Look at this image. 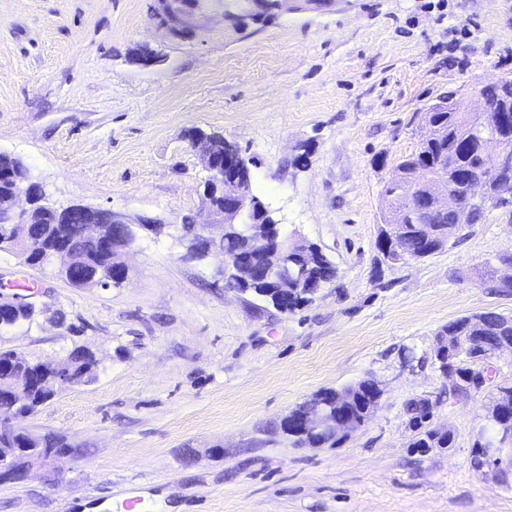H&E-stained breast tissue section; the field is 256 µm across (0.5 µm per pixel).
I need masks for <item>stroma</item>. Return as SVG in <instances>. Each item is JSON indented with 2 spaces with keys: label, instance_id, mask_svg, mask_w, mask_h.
I'll return each mask as SVG.
<instances>
[{
  "label": "stroma",
  "instance_id": "obj_1",
  "mask_svg": "<svg viewBox=\"0 0 512 512\" xmlns=\"http://www.w3.org/2000/svg\"><path fill=\"white\" fill-rule=\"evenodd\" d=\"M224 5L201 0L177 35L156 0H0V152L56 205L162 225L136 230L109 288L0 251V294L36 308L0 346L54 364L83 345L98 360L91 383L26 421L74 453L54 481L0 485V512H80L92 494L100 512L131 497L138 512H512V459L473 466L487 395L454 397L434 364L448 322L512 317L487 278L506 271L512 223L493 211L423 259L390 263L376 246L382 187L420 114L448 89L512 78V0H329L258 24ZM197 129L239 145L283 235L334 263L299 309L227 285L222 253L185 258L183 224L210 221ZM24 277L36 286L17 292ZM366 378L380 401L340 444L281 433L315 394ZM415 398L453 448H411Z\"/></svg>",
  "mask_w": 512,
  "mask_h": 512
}]
</instances>
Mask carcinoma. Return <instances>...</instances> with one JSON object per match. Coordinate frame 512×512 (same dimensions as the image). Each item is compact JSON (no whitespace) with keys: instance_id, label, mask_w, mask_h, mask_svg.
<instances>
[{"instance_id":"carcinoma-1","label":"carcinoma","mask_w":512,"mask_h":512,"mask_svg":"<svg viewBox=\"0 0 512 512\" xmlns=\"http://www.w3.org/2000/svg\"><path fill=\"white\" fill-rule=\"evenodd\" d=\"M486 89L499 92L497 106L512 111V79L499 80L486 85ZM454 92H448L440 101L430 105L426 114L431 126L430 140L420 143L418 149L397 162L382 190L385 212L408 209V220L398 233L397 240L385 247L377 244L383 257L394 255L395 261L406 258L422 259L441 250L439 242L459 238L464 228L452 223L448 213H434L424 224H419L420 216L415 213L418 192L412 179L415 168L423 170L422 177L428 181L444 182L452 185L453 192L462 202L468 200L469 183L488 175L491 154L487 143L494 141L512 147V119L506 120L492 130L484 128L477 116L469 112H453L449 100ZM28 178L23 164L15 157L0 154V195L9 193L16 182ZM83 226L81 217L74 216L66 224L55 223L51 215H41L29 230L37 246L30 254L31 265L42 266L45 262L44 248L48 241L63 237L71 239L78 235ZM224 251L237 254L259 263V257L250 252L238 230L229 225L224 229ZM112 269V252L91 249L79 254L73 269L63 273L65 280L76 288L99 286L98 276L103 270ZM288 271L302 280L303 287L319 288L335 276V268L329 259L316 247L306 256L296 251L288 253ZM35 309L26 308L0 320V331L17 324L33 321ZM448 337V364L462 377L482 368L487 352L502 341L512 340V318L494 311L463 316L448 323L443 330ZM22 359L13 349L0 348V417H8L15 422L17 433L11 437L0 436V455H7L14 448L56 449L64 454L75 451L62 434L46 433L35 437L29 435L23 422L40 406L56 395L57 386L51 373L42 370L38 362H29L26 371L32 379L26 393L21 395L14 389V374ZM64 364L73 383L77 386L90 383L95 375L97 359L94 353L83 346L71 350L64 357ZM355 394L364 403L377 405L380 398L378 385L371 379L360 381L353 386ZM319 403L330 413H336L335 390H324L297 406L290 414L302 419L310 405ZM432 402L427 398L413 399L407 404L410 415L409 425L415 432L411 442L413 448H452L454 438L444 435L430 426L429 408ZM281 432L295 445L320 448L335 446L338 440L321 435L300 436L292 427L281 424Z\"/></svg>"}]
</instances>
